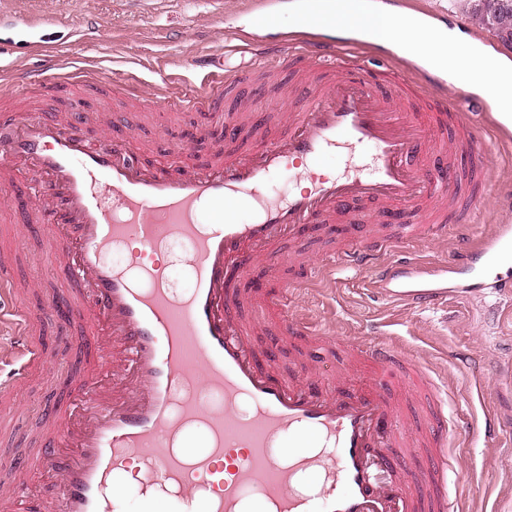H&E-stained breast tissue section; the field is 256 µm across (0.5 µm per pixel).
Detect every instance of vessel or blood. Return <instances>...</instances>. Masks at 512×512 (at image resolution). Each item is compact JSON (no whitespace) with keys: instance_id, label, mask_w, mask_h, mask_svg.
Returning <instances> with one entry per match:
<instances>
[{"instance_id":"obj_1","label":"vessel or blood","mask_w":512,"mask_h":512,"mask_svg":"<svg viewBox=\"0 0 512 512\" xmlns=\"http://www.w3.org/2000/svg\"><path fill=\"white\" fill-rule=\"evenodd\" d=\"M285 0H250L253 22L241 39L262 47L265 61L311 68L329 79L303 93L287 127L234 160L215 156L176 171L144 166L124 140L86 136L76 122L0 108V170L24 164L35 181L26 211L50 225L43 259L66 286L61 298L77 325L64 344L86 372L58 405L44 447L28 466L54 475L28 512H243L250 497L271 512H448V443L441 400L422 364L396 342H355L351 355L371 363L363 387L324 391L309 379L264 368L240 318L238 282L276 257L285 239L333 224L337 215L372 204L402 210L400 222L348 236L333 259L367 272L374 292L430 305L452 272L469 292L484 288L482 268L498 248L512 247V225L485 235L472 225L490 177L484 135L442 99L414 107L376 80L337 72L335 48L320 33L265 42ZM192 96L166 104L224 111V59L211 54ZM452 137L455 157L435 169L433 156ZM343 147L366 153L346 175L317 178L314 188L272 197L274 179ZM254 218L237 220L241 203ZM460 231L448 261L435 266L386 256L401 242ZM187 247L190 285L177 289L160 256L167 243ZM0 256V392H18L33 368H49L33 340L30 309ZM288 279L276 299L289 336L315 325L288 308L307 287ZM230 478H205L228 457ZM137 460L136 494L112 488V477ZM319 475L323 488L298 492V474Z\"/></svg>"}]
</instances>
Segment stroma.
Returning a JSON list of instances; mask_svg holds the SVG:
<instances>
[{
	"mask_svg": "<svg viewBox=\"0 0 512 512\" xmlns=\"http://www.w3.org/2000/svg\"><path fill=\"white\" fill-rule=\"evenodd\" d=\"M248 0H0V96L13 89L11 73L37 68L28 42L57 46L60 73L94 70L105 80V92L76 88L64 96L37 94L17 103L24 115L59 116L61 111L86 115L85 131L97 138H128L134 156L180 167L210 158L217 118L191 110L161 109L156 97L174 82L183 94L199 87L203 69L194 65L209 53L224 56V70L235 91L224 100L225 114L240 123H259L261 131L224 144L233 156L261 145L265 134L279 131L287 120L301 77L287 68L255 72L254 54L242 51L232 34L246 21ZM423 10L457 31L463 42L482 41L484 54L512 62V48L475 24L466 0H417ZM496 172L483 198L485 225H512V143L493 141ZM48 230L25 224L21 211L0 204V252L22 256L20 287L32 309L61 294L62 285L42 262ZM318 230L279 246L283 271L257 265L240 290L259 321L251 338L273 372L286 375L311 367L332 376L352 336L378 341L373 324L385 327L390 339L407 347L431 370L440 386L454 473L451 512H512V250L496 253L486 263L488 288L475 296L449 293L439 304L414 307L392 299H373L366 292V272L345 265L297 296L299 313L320 325L323 336L290 349L280 314L269 308L284 276L300 277L308 263L319 260L325 245ZM68 365L33 374L15 396H0V458L17 449L39 445V421L60 403Z\"/></svg>",
	"mask_w": 512,
	"mask_h": 512,
	"instance_id": "35a3bbf8",
	"label": "stroma"
}]
</instances>
